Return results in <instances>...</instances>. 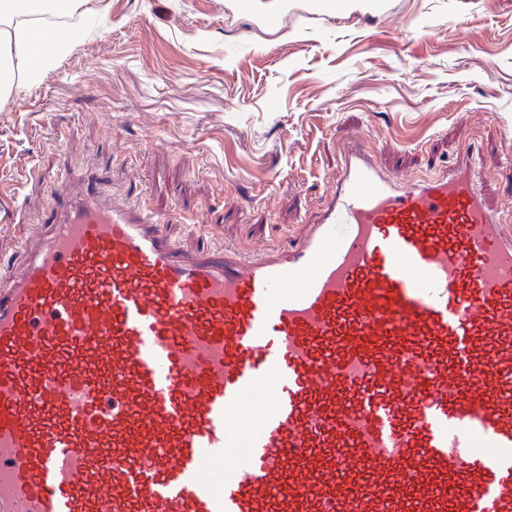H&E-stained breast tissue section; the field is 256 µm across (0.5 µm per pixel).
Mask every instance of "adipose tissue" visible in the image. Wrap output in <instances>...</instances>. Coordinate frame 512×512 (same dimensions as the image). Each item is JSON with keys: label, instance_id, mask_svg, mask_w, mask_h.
Instances as JSON below:
<instances>
[{"label": "adipose tissue", "instance_id": "adipose-tissue-1", "mask_svg": "<svg viewBox=\"0 0 512 512\" xmlns=\"http://www.w3.org/2000/svg\"><path fill=\"white\" fill-rule=\"evenodd\" d=\"M65 46V40L44 37L40 28H15L10 37V58L0 60V93L12 91L21 79L37 80Z\"/></svg>", "mask_w": 512, "mask_h": 512}]
</instances>
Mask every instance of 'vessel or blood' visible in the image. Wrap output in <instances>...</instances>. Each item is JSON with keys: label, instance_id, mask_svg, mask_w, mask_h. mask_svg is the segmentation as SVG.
Here are the masks:
<instances>
[{"label": "vessel or blood", "instance_id": "b4317fda", "mask_svg": "<svg viewBox=\"0 0 512 512\" xmlns=\"http://www.w3.org/2000/svg\"><path fill=\"white\" fill-rule=\"evenodd\" d=\"M345 154L290 248L183 257L87 175L0 277V512H512V228Z\"/></svg>", "mask_w": 512, "mask_h": 512}]
</instances>
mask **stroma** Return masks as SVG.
<instances>
[{"instance_id": "1", "label": "stroma", "mask_w": 512, "mask_h": 512, "mask_svg": "<svg viewBox=\"0 0 512 512\" xmlns=\"http://www.w3.org/2000/svg\"><path fill=\"white\" fill-rule=\"evenodd\" d=\"M76 2L68 49L0 95V275L88 169L116 201L177 209L185 253L288 246L354 140L397 181L455 170L476 144L484 197L512 222V0L322 17L294 0L272 28L235 0Z\"/></svg>"}]
</instances>
